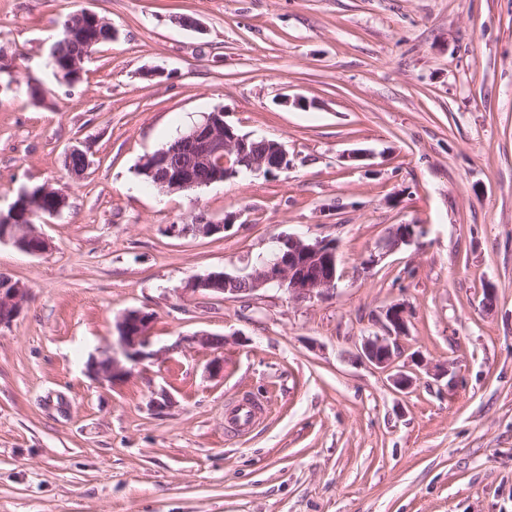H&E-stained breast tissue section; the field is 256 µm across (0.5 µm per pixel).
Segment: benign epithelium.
I'll return each instance as SVG.
<instances>
[{
    "mask_svg": "<svg viewBox=\"0 0 512 512\" xmlns=\"http://www.w3.org/2000/svg\"><path fill=\"white\" fill-rule=\"evenodd\" d=\"M251 137L239 134L224 121L222 109L203 116L168 147L144 156L139 168L151 178L162 192L188 191L215 182L237 177L241 169L250 173L273 175L286 171L291 165L284 145L277 140L263 139L271 145L267 152H255L249 146ZM228 222H215L203 216L192 224H171L175 236H210L225 230ZM416 237V225L399 224L383 245L393 252L408 245ZM8 242L30 254L50 251L51 242L34 224H26L0 213V243ZM273 248L248 273L229 274L215 270L202 277H192L182 288V294L198 296H237V289L226 284L242 283L245 293L252 295L268 285L284 289L296 301L324 298L335 292L340 281L338 274V244L334 240H310L295 234H279L272 238ZM29 288L9 275L0 272V328H8L20 317L28 303ZM155 314L142 309H130L115 321L116 336L112 345L99 357H92L88 370L101 383L115 386L124 382L134 369L146 361H158L186 347H212L219 338L208 333L183 336L169 346L155 347L152 326ZM385 335L362 339V357L382 371H390L398 358V341L408 332L407 307L400 302L382 310Z\"/></svg>",
    "mask_w": 512,
    "mask_h": 512,
    "instance_id": "obj_1",
    "label": "benign epithelium"
}]
</instances>
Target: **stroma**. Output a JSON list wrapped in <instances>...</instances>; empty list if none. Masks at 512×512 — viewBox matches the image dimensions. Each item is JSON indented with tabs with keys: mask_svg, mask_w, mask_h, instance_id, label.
Returning <instances> with one entry per match:
<instances>
[{
	"mask_svg": "<svg viewBox=\"0 0 512 512\" xmlns=\"http://www.w3.org/2000/svg\"><path fill=\"white\" fill-rule=\"evenodd\" d=\"M80 11L118 36L66 85L49 54ZM0 48V211L69 196L37 225L48 253L0 244L30 290L0 329V512H512V0H0ZM217 108L290 168L146 186L143 156ZM201 213L231 224L168 233ZM399 224L423 232L382 254ZM281 233L337 240L332 297L184 298ZM395 301L403 392L358 357ZM129 309L160 343H226L99 384L85 364ZM244 395L266 407L245 433L225 420Z\"/></svg>",
	"mask_w": 512,
	"mask_h": 512,
	"instance_id": "35a3bbf8",
	"label": "stroma"
}]
</instances>
